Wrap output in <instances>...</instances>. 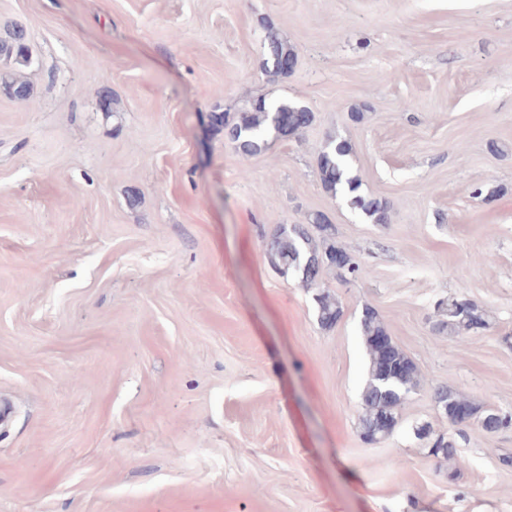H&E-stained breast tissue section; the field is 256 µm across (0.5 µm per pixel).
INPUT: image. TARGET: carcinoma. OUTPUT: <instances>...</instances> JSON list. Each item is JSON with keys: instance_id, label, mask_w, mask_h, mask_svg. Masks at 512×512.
Here are the masks:
<instances>
[{"instance_id": "1", "label": "carcinoma", "mask_w": 512, "mask_h": 512, "mask_svg": "<svg viewBox=\"0 0 512 512\" xmlns=\"http://www.w3.org/2000/svg\"><path fill=\"white\" fill-rule=\"evenodd\" d=\"M264 47L267 50L266 72L285 76L294 71L298 58L296 51L272 28L267 29ZM0 59L13 62L19 69L32 65V50L25 27L15 24L5 37L0 38ZM314 119L315 114L305 105L281 103L273 107L264 98L250 102L233 116L217 111L210 114L212 128L224 133V139L243 157L261 153L270 135L276 139L295 137ZM351 153L352 146L345 140L326 142L317 156L322 185L334 197L344 194L352 208L371 223H390L388 202L361 192L359 178L351 173L348 165ZM264 244L269 260L281 275L298 279L308 288L319 286L326 269L341 274L359 271L351 253L336 244L334 226L322 212L309 215L305 224L278 225L265 238ZM314 301L321 327L329 329L336 325L342 316L338 299L321 291L315 294ZM437 310L440 319L434 324V330L438 333L478 332L491 326L487 311L465 296L442 300L438 302ZM359 327L368 357V379L361 393L359 425L367 442L378 443L394 432L398 424L396 409L419 390L421 380L415 363L394 342L375 309L364 308ZM433 399L450 421L454 420L455 409L462 405L484 431H499L497 423L487 419L488 411L480 410L447 387L435 388ZM431 452L455 461L459 468L467 465L466 459L458 454L454 439L445 435L434 438Z\"/></svg>"}]
</instances>
